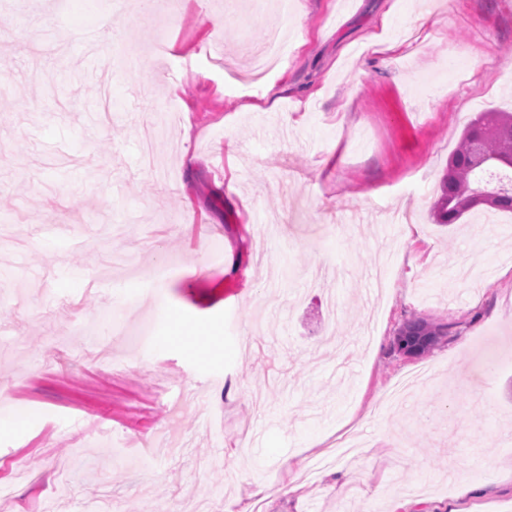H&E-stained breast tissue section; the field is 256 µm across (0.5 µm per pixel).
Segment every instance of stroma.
Wrapping results in <instances>:
<instances>
[{
	"instance_id": "35a3bbf8",
	"label": "stroma",
	"mask_w": 512,
	"mask_h": 512,
	"mask_svg": "<svg viewBox=\"0 0 512 512\" xmlns=\"http://www.w3.org/2000/svg\"><path fill=\"white\" fill-rule=\"evenodd\" d=\"M112 2L0 0V237L22 242L0 381L28 414L0 433V512H512V213L430 219L465 125L512 111V5L289 0L269 110L251 0ZM388 9L404 47L377 55ZM107 12L85 56L73 32ZM415 316L448 339L406 358Z\"/></svg>"
}]
</instances>
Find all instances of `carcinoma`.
I'll return each mask as SVG.
<instances>
[{
    "instance_id": "obj_1",
    "label": "carcinoma",
    "mask_w": 512,
    "mask_h": 512,
    "mask_svg": "<svg viewBox=\"0 0 512 512\" xmlns=\"http://www.w3.org/2000/svg\"><path fill=\"white\" fill-rule=\"evenodd\" d=\"M483 169L512 171V113L481 112L463 129L458 147L448 159V171L442 180L441 194L433 209L438 224H454L481 206L473 200L477 193L489 192L495 200L488 208L512 212V190L480 178ZM397 335L415 340L420 356L439 345L448 336V325L414 317L405 321Z\"/></svg>"
}]
</instances>
